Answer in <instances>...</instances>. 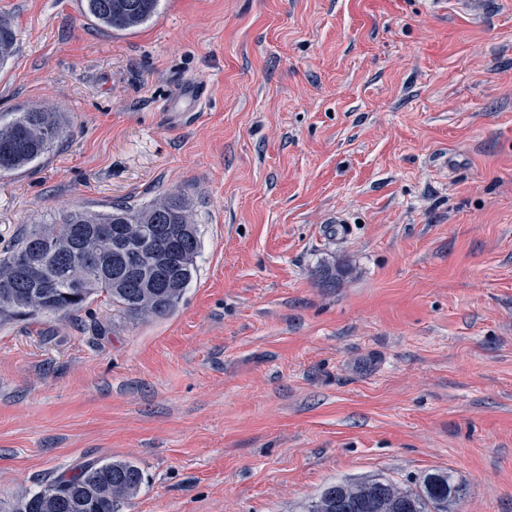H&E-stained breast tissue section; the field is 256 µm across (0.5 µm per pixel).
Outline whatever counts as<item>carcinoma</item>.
Masks as SVG:
<instances>
[{"mask_svg": "<svg viewBox=\"0 0 512 512\" xmlns=\"http://www.w3.org/2000/svg\"><path fill=\"white\" fill-rule=\"evenodd\" d=\"M160 0H80L81 14L106 31L133 32L158 14ZM9 19L0 17V69L15 57ZM67 113L31 103L0 113V176L26 170L62 141ZM200 249L190 199L165 193L143 206L76 208L37 224L0 252V323L69 315L104 296L131 320L173 313L197 274ZM141 468L128 460L92 462L23 496L13 512H119L138 494ZM464 488L451 470L426 473L417 489L381 476L327 485L307 512H456Z\"/></svg>", "mask_w": 512, "mask_h": 512, "instance_id": "carcinoma-1", "label": "carcinoma"}]
</instances>
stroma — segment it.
Returning a JSON list of instances; mask_svg holds the SVG:
<instances>
[{
  "label": "stroma",
  "instance_id": "35a3bbf8",
  "mask_svg": "<svg viewBox=\"0 0 512 512\" xmlns=\"http://www.w3.org/2000/svg\"><path fill=\"white\" fill-rule=\"evenodd\" d=\"M1 14L0 112L73 124L0 177V249L180 192L201 251L167 317L99 297L0 324V506L131 460L120 512H303L438 468L457 512H512V0H161L126 35L77 0ZM185 83L194 114L164 111ZM16 38L9 19L0 17V69H4L15 57Z\"/></svg>",
  "mask_w": 512,
  "mask_h": 512
}]
</instances>
